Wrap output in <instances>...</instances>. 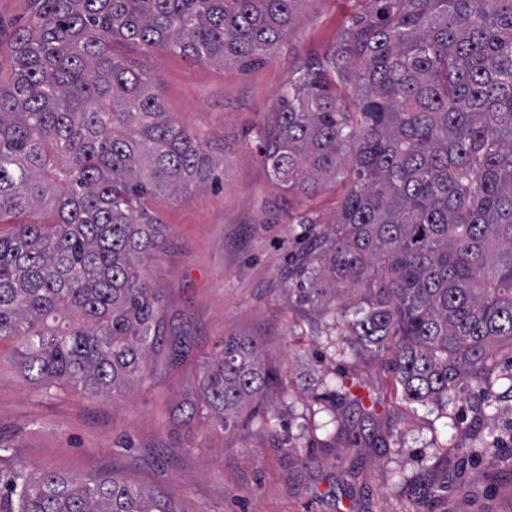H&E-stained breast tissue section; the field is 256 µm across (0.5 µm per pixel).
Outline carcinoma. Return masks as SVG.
<instances>
[{
	"label": "carcinoma",
	"instance_id": "obj_1",
	"mask_svg": "<svg viewBox=\"0 0 512 512\" xmlns=\"http://www.w3.org/2000/svg\"><path fill=\"white\" fill-rule=\"evenodd\" d=\"M302 0H31L0 82V342L27 379L108 398L144 380L160 296L142 263L166 238L148 206L206 184L215 154L166 109L158 82L115 42L198 63L272 58ZM325 60L298 68L270 123L263 164L290 194L347 191L333 220L288 215L294 301L324 303V349L387 356L393 390L441 417L469 393L512 398V0H356ZM280 373L229 336L201 376L223 426L258 417ZM471 447L498 448L473 431ZM417 512L448 492L412 485ZM0 512H176L106 477L0 470Z\"/></svg>",
	"mask_w": 512,
	"mask_h": 512
}]
</instances>
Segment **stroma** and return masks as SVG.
Instances as JSON below:
<instances>
[{"mask_svg":"<svg viewBox=\"0 0 512 512\" xmlns=\"http://www.w3.org/2000/svg\"><path fill=\"white\" fill-rule=\"evenodd\" d=\"M356 10L355 0H302L296 30L254 65H206L116 44L117 55L158 78L174 118L205 142L223 144L220 182L149 201L167 235L145 263L164 319L145 381L109 399L72 385L47 396L19 369L12 343L0 342V446L8 450L0 469L22 463L35 472L106 475L162 492L178 512H409L400 478L445 461L448 492L433 502L434 512H512L511 442L470 458L465 469L455 465L472 425L512 434V399H500L491 419L464 399L456 424H448L391 397L386 358L368 351L340 357L316 346L321 315L288 302L286 257L303 232L288 214L329 220L345 185L285 194L254 133L270 121L291 72L323 61ZM28 13V0H0L2 77L12 71L13 34ZM227 336L260 342L282 372L270 429L246 421L227 430L192 411L201 365ZM177 339L187 353L175 363L169 351ZM326 379L343 382L356 401L337 411L335 447L290 450Z\"/></svg>","mask_w":512,"mask_h":512,"instance_id":"stroma-1","label":"stroma"}]
</instances>
